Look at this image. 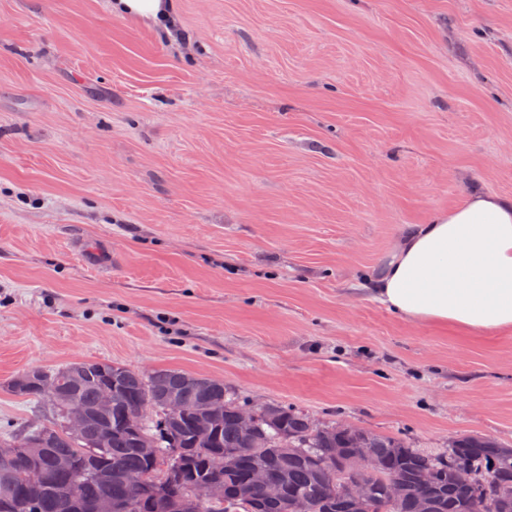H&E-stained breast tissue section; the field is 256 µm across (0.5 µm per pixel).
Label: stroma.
I'll use <instances>...</instances> for the list:
<instances>
[{
	"instance_id": "35a3bbf8",
	"label": "stroma",
	"mask_w": 512,
	"mask_h": 512,
	"mask_svg": "<svg viewBox=\"0 0 512 512\" xmlns=\"http://www.w3.org/2000/svg\"><path fill=\"white\" fill-rule=\"evenodd\" d=\"M0 0V440L109 362L444 451L512 446V333L371 295L402 232L512 197V0ZM173 0H113L112 12L147 19L161 32L175 20Z\"/></svg>"
}]
</instances>
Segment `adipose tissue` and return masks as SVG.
<instances>
[{"label": "adipose tissue", "instance_id": "obj_1", "mask_svg": "<svg viewBox=\"0 0 512 512\" xmlns=\"http://www.w3.org/2000/svg\"><path fill=\"white\" fill-rule=\"evenodd\" d=\"M113 12L166 31L172 0H112ZM377 300L419 323L467 334L512 331V198L476 193L397 242Z\"/></svg>", "mask_w": 512, "mask_h": 512}]
</instances>
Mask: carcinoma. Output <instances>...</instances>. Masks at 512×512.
Instances as JSON below:
<instances>
[{"mask_svg": "<svg viewBox=\"0 0 512 512\" xmlns=\"http://www.w3.org/2000/svg\"><path fill=\"white\" fill-rule=\"evenodd\" d=\"M107 383L115 400L105 409L98 394ZM54 387L84 408L83 432L41 424L1 446L0 512H95L103 495L120 508L133 501L137 512H283L287 506L304 512H512V448L480 437L431 453L368 430L318 428L298 412L270 406L257 409V429L246 435L238 423L241 405L227 396L224 383L171 369L143 375L83 362L32 371L12 384L15 393L34 400L53 396ZM172 400L180 411L168 409ZM202 424L210 428L206 437L197 434ZM358 448L368 449V461ZM257 464L280 486V498L266 497L251 482ZM462 467L474 483H459ZM37 468L45 479L31 485L26 475ZM362 471L372 499L357 504L349 484ZM393 476L404 486L396 499L386 493ZM200 483L219 490L206 506L193 497Z\"/></svg>", "mask_w": 512, "mask_h": 512, "instance_id": "obj_1", "label": "carcinoma"}]
</instances>
